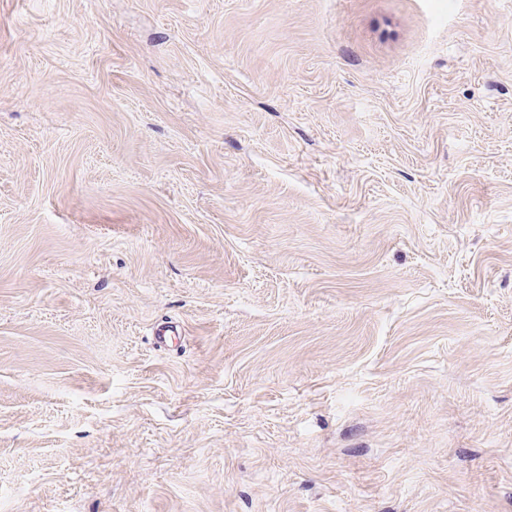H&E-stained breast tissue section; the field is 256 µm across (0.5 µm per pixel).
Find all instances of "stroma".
Segmentation results:
<instances>
[{
	"label": "stroma",
	"mask_w": 512,
	"mask_h": 512,
	"mask_svg": "<svg viewBox=\"0 0 512 512\" xmlns=\"http://www.w3.org/2000/svg\"><path fill=\"white\" fill-rule=\"evenodd\" d=\"M0 512H512V0H0Z\"/></svg>",
	"instance_id": "1"
}]
</instances>
